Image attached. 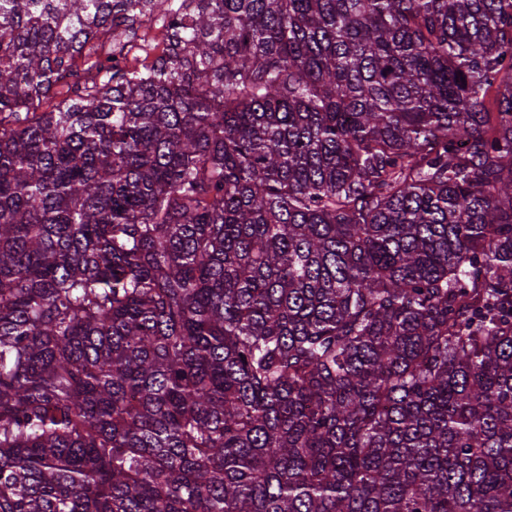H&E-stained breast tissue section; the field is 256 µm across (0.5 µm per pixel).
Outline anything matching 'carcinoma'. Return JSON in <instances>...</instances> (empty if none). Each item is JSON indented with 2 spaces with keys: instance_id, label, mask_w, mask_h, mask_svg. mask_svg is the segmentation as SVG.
Returning <instances> with one entry per match:
<instances>
[{
  "instance_id": "carcinoma-1",
  "label": "carcinoma",
  "mask_w": 512,
  "mask_h": 512,
  "mask_svg": "<svg viewBox=\"0 0 512 512\" xmlns=\"http://www.w3.org/2000/svg\"><path fill=\"white\" fill-rule=\"evenodd\" d=\"M0 512H512V0H0ZM141 28L143 30L141 42L138 41L137 45L129 46L130 48L128 49L125 48L122 52V56L119 57L121 61L131 63L135 59L141 57L140 53L147 51L149 54L151 51H154L159 47H161L162 52L164 51V31L157 27L156 19L154 17L145 18Z\"/></svg>"
}]
</instances>
